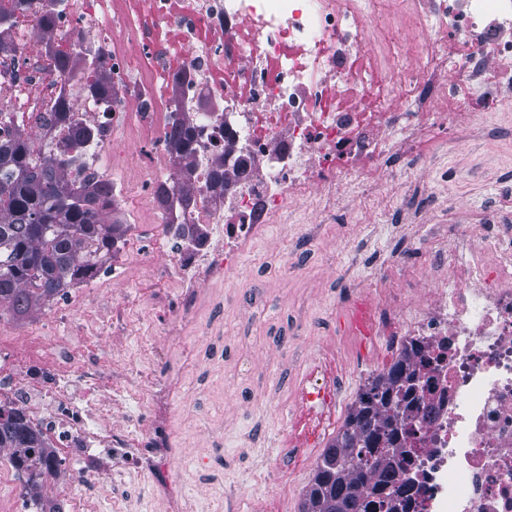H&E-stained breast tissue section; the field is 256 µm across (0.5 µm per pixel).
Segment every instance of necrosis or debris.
Listing matches in <instances>:
<instances>
[{
	"label": "necrosis or debris",
	"mask_w": 512,
	"mask_h": 512,
	"mask_svg": "<svg viewBox=\"0 0 512 512\" xmlns=\"http://www.w3.org/2000/svg\"><path fill=\"white\" fill-rule=\"evenodd\" d=\"M30 0L11 33L17 53H0V136L30 130L57 140L51 108L64 100L87 124L106 123L86 162L111 178L132 148L149 150L148 191L175 165L166 134L175 117L202 128L191 203L161 204L157 247L142 254L128 237L113 259L147 260L178 297L166 333L179 336L200 286L232 281L245 246L267 224L310 210L320 223L343 207L342 188L373 190L374 204L407 210L408 197L379 191L391 159L427 164L466 139H512V75L490 79L486 59L512 62V0H66L55 27L106 50L111 111L83 95L79 79L48 68L53 50ZM149 63L133 74L129 53ZM149 110H142V101ZM223 154L231 177L210 189ZM481 224L430 227L436 260L410 268L403 286L384 285L369 302L366 334L394 354L420 340L435 357L407 440L401 479L410 512H512V204L490 206ZM205 234L191 252L170 248L173 228ZM110 305L57 297L44 304L82 331L118 318ZM46 324L14 333L22 353L0 364V407H19L42 429L66 475L52 473L68 512H102L89 484L111 483L113 464L155 465L169 446L173 409L149 372L89 359L71 337L45 344ZM138 412L123 417L129 403Z\"/></svg>",
	"instance_id": "obj_1"
}]
</instances>
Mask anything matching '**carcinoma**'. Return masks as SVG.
Returning a JSON list of instances; mask_svg holds the SVG:
<instances>
[{"mask_svg":"<svg viewBox=\"0 0 512 512\" xmlns=\"http://www.w3.org/2000/svg\"><path fill=\"white\" fill-rule=\"evenodd\" d=\"M29 0H0V51L12 49L7 34ZM93 47L57 50L49 67L83 79L87 97L103 105L112 99V70L88 65ZM66 122L55 144L26 133L0 142V307L24 317L41 302L64 296L74 284L87 283L105 269L112 249L130 230L117 217L110 183L95 173L69 181L64 169L87 147L101 141L103 126L67 121L69 105L55 107ZM199 129L175 119L167 140L180 169L193 170ZM212 187H224V157L212 159ZM185 187L178 179L158 185L162 202ZM431 365L424 347L412 342L386 370L362 388L343 425L321 455L303 512H407L408 488L400 472L409 461L403 442L412 431L406 420L418 404L419 369ZM0 450L28 475L37 512H61L45 496L41 466L54 463V450L21 411L0 409Z\"/></svg>","mask_w":512,"mask_h":512,"instance_id":"1","label":"carcinoma"}]
</instances>
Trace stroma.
I'll return each mask as SVG.
<instances>
[{
    "instance_id": "35a3bbf8",
    "label": "stroma",
    "mask_w": 512,
    "mask_h": 512,
    "mask_svg": "<svg viewBox=\"0 0 512 512\" xmlns=\"http://www.w3.org/2000/svg\"><path fill=\"white\" fill-rule=\"evenodd\" d=\"M404 170L406 179L425 184L423 212L437 219L478 223L502 191L469 142L434 168ZM387 219L359 205L313 237L305 234L307 214L297 224L269 225L246 246L241 280L201 287L197 311L178 337L165 333L170 308L156 302L150 268L119 264L107 287L84 286L89 298L130 306L125 331L94 337L98 355L134 365L145 341L153 343L151 369L175 408L168 472L181 486L184 512H255L261 499L276 501L279 512H301L320 455L307 451L285 479L276 461L286 433H304L310 421L301 403L308 375L330 361L343 368L340 402L319 421L332 437L373 374L372 362L338 339L355 303L341 290V272L370 292L397 280L402 267L434 259L428 228L405 246Z\"/></svg>"
}]
</instances>
